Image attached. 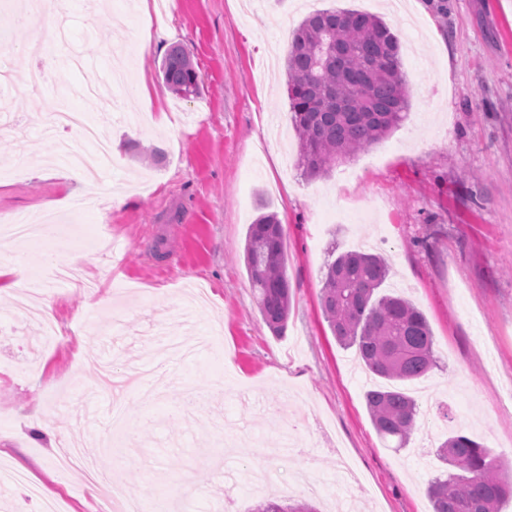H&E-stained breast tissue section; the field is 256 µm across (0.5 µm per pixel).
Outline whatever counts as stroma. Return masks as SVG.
Here are the masks:
<instances>
[{"label":"stroma","instance_id":"obj_1","mask_svg":"<svg viewBox=\"0 0 512 512\" xmlns=\"http://www.w3.org/2000/svg\"><path fill=\"white\" fill-rule=\"evenodd\" d=\"M108 0L94 12L71 0L54 48L53 86L14 87L0 115V216L59 203L56 238L10 242L26 257V281L46 259L82 263L94 294L39 291L67 338L48 339L0 295V468L15 467L65 512H102L119 485L164 497L165 512H252L284 480L306 475L318 490L291 498L318 512H432L425 488L444 465L435 455L459 432L512 462V0ZM380 16L401 32L410 110L382 141L319 177L298 165L285 60L292 30L313 9ZM0 0V31L19 50L14 78L34 64L29 30ZM180 46L198 75L184 99L158 66ZM151 81L159 109L111 94L102 111L80 90L109 72ZM71 106L112 142L97 200L81 177L42 175L41 131ZM166 112L169 125L156 124ZM82 198L86 208L73 213ZM276 212L292 302L276 336L264 323L243 260L249 224ZM382 255L381 291L425 315L438 365L407 383L420 415L409 444L387 448L364 395L382 378L357 369L324 318L320 294L331 252ZM194 351L125 396L126 429L112 423L97 386L115 371L154 361L170 341ZM52 433L32 428V417ZM82 443L107 478L61 471L63 439ZM347 457L365 486L347 495Z\"/></svg>","mask_w":512,"mask_h":512}]
</instances>
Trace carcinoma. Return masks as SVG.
I'll return each instance as SVG.
<instances>
[{"instance_id":"obj_1","label":"carcinoma","mask_w":512,"mask_h":512,"mask_svg":"<svg viewBox=\"0 0 512 512\" xmlns=\"http://www.w3.org/2000/svg\"><path fill=\"white\" fill-rule=\"evenodd\" d=\"M398 36L380 18L353 10L308 14L292 35L286 57L288 106L299 139V166L310 177L379 142L409 112ZM166 87L188 98L197 92L193 65L179 46L161 60ZM251 288L263 320L276 336L287 327L291 287L284 257V228L274 213L248 227L244 246ZM389 273L383 258L346 251L327 262L321 288L324 316L338 344L371 373L393 381L425 376L437 364L433 335L422 311L398 295L379 293ZM379 436L397 451L415 430L416 400L395 387L365 393ZM437 455L449 469L432 478L433 512H499L512 494L505 467L486 445L452 433ZM254 512H316L307 503L260 502Z\"/></svg>"}]
</instances>
